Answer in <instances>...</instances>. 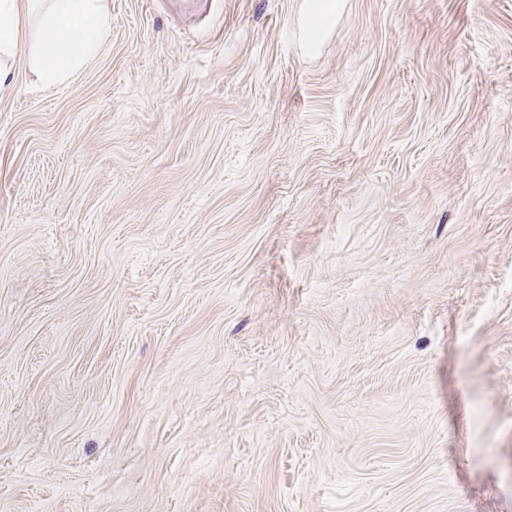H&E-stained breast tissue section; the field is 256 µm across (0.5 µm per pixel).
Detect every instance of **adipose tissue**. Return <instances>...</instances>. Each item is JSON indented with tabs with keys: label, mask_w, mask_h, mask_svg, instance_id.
Segmentation results:
<instances>
[{
	"label": "adipose tissue",
	"mask_w": 512,
	"mask_h": 512,
	"mask_svg": "<svg viewBox=\"0 0 512 512\" xmlns=\"http://www.w3.org/2000/svg\"><path fill=\"white\" fill-rule=\"evenodd\" d=\"M39 20L28 50L45 85L57 86L98 52L107 29L103 0H0V60L11 55L24 34L23 17Z\"/></svg>",
	"instance_id": "adipose-tissue-1"
}]
</instances>
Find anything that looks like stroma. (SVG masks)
Instances as JSON below:
<instances>
[{
  "mask_svg": "<svg viewBox=\"0 0 512 512\" xmlns=\"http://www.w3.org/2000/svg\"><path fill=\"white\" fill-rule=\"evenodd\" d=\"M105 0L0 86V512H512V0Z\"/></svg>",
  "mask_w": 512,
  "mask_h": 512,
  "instance_id": "35a3bbf8",
  "label": "stroma"
}]
</instances>
